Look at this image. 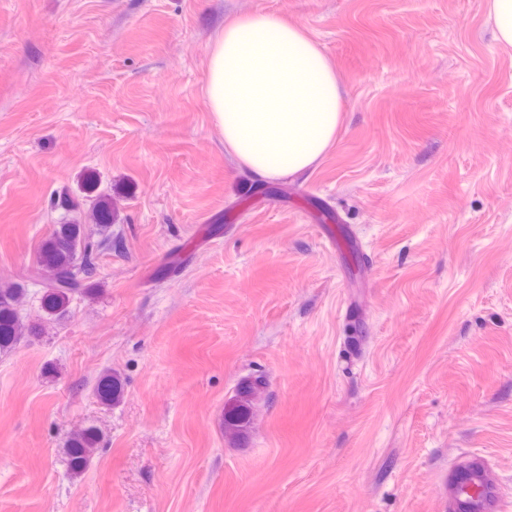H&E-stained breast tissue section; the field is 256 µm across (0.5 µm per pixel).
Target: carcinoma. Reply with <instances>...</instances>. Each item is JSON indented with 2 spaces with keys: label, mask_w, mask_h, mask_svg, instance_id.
I'll list each match as a JSON object with an SVG mask.
<instances>
[{
  "label": "carcinoma",
  "mask_w": 512,
  "mask_h": 512,
  "mask_svg": "<svg viewBox=\"0 0 512 512\" xmlns=\"http://www.w3.org/2000/svg\"><path fill=\"white\" fill-rule=\"evenodd\" d=\"M93 223L99 232L83 224H57L42 242L36 265L25 273V279L41 287L40 322L25 324L19 307L26 294L20 280L0 281V352L17 343L21 336L38 335L45 323L63 319L76 298H87L96 292L94 277L100 255L112 250V202L104 196L97 197L92 207ZM266 383L258 378L253 383L243 382L236 394L224 407V437L239 440L251 429L250 414L262 399ZM122 393L120 378L110 372L98 381L96 394L105 405L117 402ZM100 436L97 428L88 425L70 435L66 454L70 470L82 473L92 462L98 449Z\"/></svg>",
  "instance_id": "carcinoma-1"
}]
</instances>
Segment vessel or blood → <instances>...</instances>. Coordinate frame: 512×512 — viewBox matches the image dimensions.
Masks as SVG:
<instances>
[{
	"instance_id": "1",
	"label": "vessel or blood",
	"mask_w": 512,
	"mask_h": 512,
	"mask_svg": "<svg viewBox=\"0 0 512 512\" xmlns=\"http://www.w3.org/2000/svg\"><path fill=\"white\" fill-rule=\"evenodd\" d=\"M488 456L473 454L448 469V512H504Z\"/></svg>"
}]
</instances>
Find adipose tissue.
Masks as SVG:
<instances>
[{
	"mask_svg": "<svg viewBox=\"0 0 512 512\" xmlns=\"http://www.w3.org/2000/svg\"><path fill=\"white\" fill-rule=\"evenodd\" d=\"M204 95L228 154L262 181L311 170L343 118L336 71L306 27L266 13L216 33Z\"/></svg>",
	"mask_w": 512,
	"mask_h": 512,
	"instance_id": "obj_1",
	"label": "adipose tissue"
}]
</instances>
